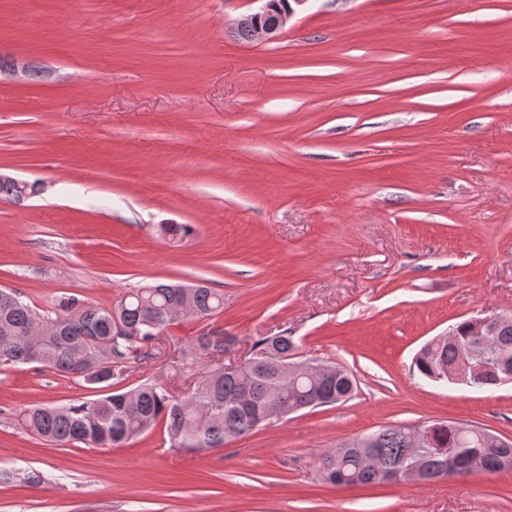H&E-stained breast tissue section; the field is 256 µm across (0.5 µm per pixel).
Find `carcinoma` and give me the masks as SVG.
<instances>
[{
    "mask_svg": "<svg viewBox=\"0 0 512 512\" xmlns=\"http://www.w3.org/2000/svg\"><path fill=\"white\" fill-rule=\"evenodd\" d=\"M0 289V355L12 364L39 363L63 377H81L86 360L99 354V343L112 344L99 358L101 383L91 388H107L96 399L66 406L33 405L20 409L17 424L26 432L50 443L118 446L163 423L171 447L185 452L219 449L234 438L260 427L259 420L271 397L285 409H313L330 401L348 400L356 388L354 375L343 366L329 364L331 372L298 381L281 378L279 367L297 346L290 336H261L251 357L236 376L220 369L203 372L194 392L176 398L162 387L144 381L125 385L133 365L151 358L155 337L180 315L175 309L183 289L165 283H150L126 291L114 308L96 307L75 295L61 298L54 307L40 310L20 298L10 302ZM192 311L189 316L205 321L224 311V295L205 285L189 289ZM131 335L112 337L113 317ZM455 340L430 343L416 354L414 367L433 382H448L446 368L454 365L463 347L481 343L489 361L502 353L512 355V323L490 339L476 335L471 320L454 325ZM236 337L224 334L221 326H209L195 336L182 355H208L224 351V342ZM438 448L415 445L408 429L386 426L363 437L343 440L318 454L321 480L336 486L378 484L384 471L416 464L429 482L465 476L466 470H452L446 462L457 452L481 449L484 470H500V457L512 456L505 448L484 440L473 432L462 441L452 422L437 430Z\"/></svg>",
    "mask_w": 512,
    "mask_h": 512,
    "instance_id": "cac0c4a2",
    "label": "carcinoma"
}]
</instances>
